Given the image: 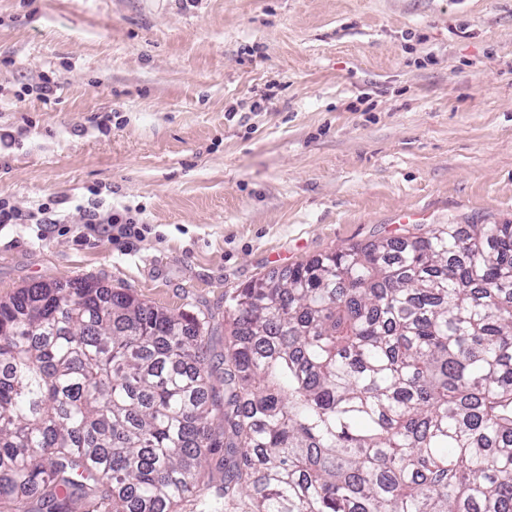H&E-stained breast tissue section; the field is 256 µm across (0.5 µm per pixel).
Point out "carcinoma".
<instances>
[{
    "label": "carcinoma",
    "mask_w": 512,
    "mask_h": 512,
    "mask_svg": "<svg viewBox=\"0 0 512 512\" xmlns=\"http://www.w3.org/2000/svg\"><path fill=\"white\" fill-rule=\"evenodd\" d=\"M224 312L219 390L195 314L90 277L0 300V512H512L511 221L404 225Z\"/></svg>",
    "instance_id": "obj_1"
}]
</instances>
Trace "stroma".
Returning <instances> with one entry per match:
<instances>
[{"label":"stroma","instance_id":"1","mask_svg":"<svg viewBox=\"0 0 512 512\" xmlns=\"http://www.w3.org/2000/svg\"><path fill=\"white\" fill-rule=\"evenodd\" d=\"M0 200L56 217L0 224V299L92 275L223 371L237 288L409 212L512 221V0H0ZM89 219L87 224L91 227L96 228L97 226H103L102 230L108 231L109 227L112 230L116 229L117 232L124 236H140L141 228L136 219L128 214L112 213L106 218H101L97 213L89 211Z\"/></svg>","mask_w":512,"mask_h":512}]
</instances>
